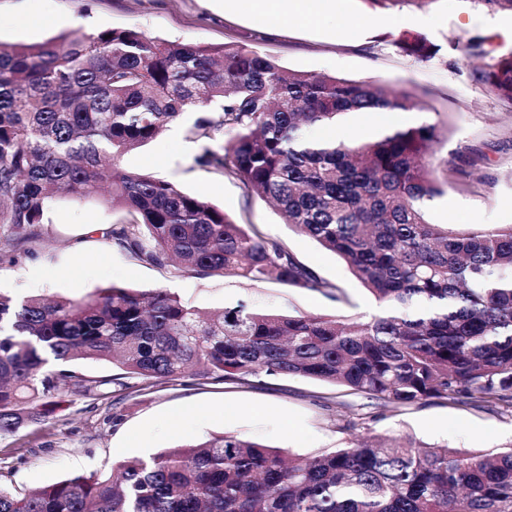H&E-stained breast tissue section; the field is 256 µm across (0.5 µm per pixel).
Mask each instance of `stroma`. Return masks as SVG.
I'll use <instances>...</instances> for the list:
<instances>
[{
  "instance_id": "obj_1",
  "label": "stroma",
  "mask_w": 512,
  "mask_h": 512,
  "mask_svg": "<svg viewBox=\"0 0 512 512\" xmlns=\"http://www.w3.org/2000/svg\"><path fill=\"white\" fill-rule=\"evenodd\" d=\"M337 17L310 23L281 0L271 36L262 18L225 9L222 0H0V43H38L62 32L134 29L150 37L213 46L243 44L284 69L369 81L412 92L413 112L364 114L377 126L437 124L436 159L447 193L429 212L435 224H512V109L472 80L454 43L494 36L512 49V17L473 9L468 0H437L416 11H374L364 0H342ZM408 32L439 46L418 62L392 41ZM184 117L127 154L123 168L170 181L224 209L237 223L282 242L317 276L337 286L344 301L275 281L242 282L148 265L101 236L119 223L106 193L89 200L54 197L39 237L14 259L0 260V291L15 298H79L113 285L165 288L203 311L240 303L304 315L369 317L379 303L345 262L285 224L278 211L238 179L198 167V143ZM98 225L89 233V225ZM232 433L312 456L357 439L403 436L425 447L448 446L494 454L512 446V412L428 401L393 411L311 379L260 376L236 385L189 375L145 383L137 377L106 385L100 396L66 403L46 424L0 437V485L17 493L90 474L187 442Z\"/></svg>"
}]
</instances>
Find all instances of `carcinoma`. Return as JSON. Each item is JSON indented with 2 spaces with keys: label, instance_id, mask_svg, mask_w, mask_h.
Returning <instances> with one entry per match:
<instances>
[{
  "label": "carcinoma",
  "instance_id": "cac0c4a2",
  "mask_svg": "<svg viewBox=\"0 0 512 512\" xmlns=\"http://www.w3.org/2000/svg\"><path fill=\"white\" fill-rule=\"evenodd\" d=\"M422 9L438 0H364ZM512 15V0H467ZM463 43L485 92L512 108V51ZM400 53L439 48L402 34ZM409 92L287 71L246 46L149 37L134 29L0 44V257L39 237L52 196L98 194L124 219L103 232L140 263L275 280L340 300L288 246L249 232L208 200L120 160L185 112L196 165L268 199L286 223L343 259L383 304L341 320L243 305L203 313L167 289L112 286L80 299L0 293V436L46 421L72 394L135 376L192 374L245 384L260 375L318 380L396 410L428 400L512 409V224H432L448 189L436 174L440 129L314 144L310 126L355 112H410ZM105 361L109 379L70 366ZM24 495L0 486V512H512V448L482 454L402 437L292 457L237 435L168 448Z\"/></svg>",
  "mask_w": 512,
  "mask_h": 512
}]
</instances>
